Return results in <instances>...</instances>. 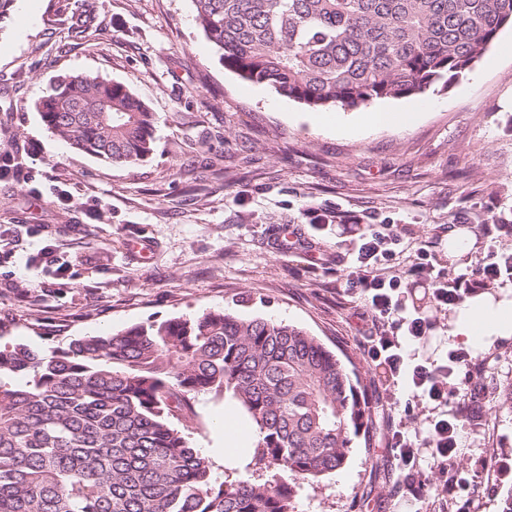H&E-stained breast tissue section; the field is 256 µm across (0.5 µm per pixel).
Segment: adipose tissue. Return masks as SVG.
<instances>
[{"label": "adipose tissue", "instance_id": "obj_1", "mask_svg": "<svg viewBox=\"0 0 512 512\" xmlns=\"http://www.w3.org/2000/svg\"><path fill=\"white\" fill-rule=\"evenodd\" d=\"M448 334L476 351L493 340L512 338V299H496L487 294L474 296L456 311ZM218 428L224 442L215 446L216 457L222 459L225 468L244 471L246 461L241 450L257 438L256 429H241L237 420L228 415L219 420Z\"/></svg>", "mask_w": 512, "mask_h": 512}]
</instances>
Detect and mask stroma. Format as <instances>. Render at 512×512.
I'll return each instance as SVG.
<instances>
[{
  "label": "stroma",
  "mask_w": 512,
  "mask_h": 512,
  "mask_svg": "<svg viewBox=\"0 0 512 512\" xmlns=\"http://www.w3.org/2000/svg\"><path fill=\"white\" fill-rule=\"evenodd\" d=\"M91 12L81 29L76 19ZM91 72L125 84L155 113V148L134 167L71 149L37 104L58 76ZM418 111L403 128H375L366 112ZM318 110L224 68L190 0H16L0 20V154L26 182L0 177V344L48 353L78 336L220 310L304 328L349 361L377 406L340 472L294 487L293 512H502L512 494V339L465 351L448 335L455 315L413 282L417 249L445 277L512 253V27L449 88L362 107H330L348 123L316 124ZM71 193L76 206L60 197ZM400 224L407 234L386 275L408 288L406 311L435 327L408 342V368L446 364L466 352L445 403L417 396L407 373L391 379L372 362L356 316L365 304L348 285L345 255L360 227ZM291 227L298 246L281 249ZM475 238L448 252V234ZM153 246L140 258L134 242ZM52 247L57 264L28 263ZM179 421L210 448L229 400L199 395ZM461 413L448 459L420 448L413 469L427 487L416 500L387 440Z\"/></svg>",
  "instance_id": "obj_1"
}]
</instances>
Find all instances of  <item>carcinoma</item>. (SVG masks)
<instances>
[{"label":"carcinoma","mask_w":512,"mask_h":512,"mask_svg":"<svg viewBox=\"0 0 512 512\" xmlns=\"http://www.w3.org/2000/svg\"><path fill=\"white\" fill-rule=\"evenodd\" d=\"M224 68L311 108L448 87L512 26V0H191ZM38 110L72 149L132 167L156 117L124 84L60 76ZM258 428L218 480L172 419L200 394ZM358 375L296 325L223 311L0 347V512H291L292 484L340 469L371 417Z\"/></svg>","instance_id":"1"}]
</instances>
